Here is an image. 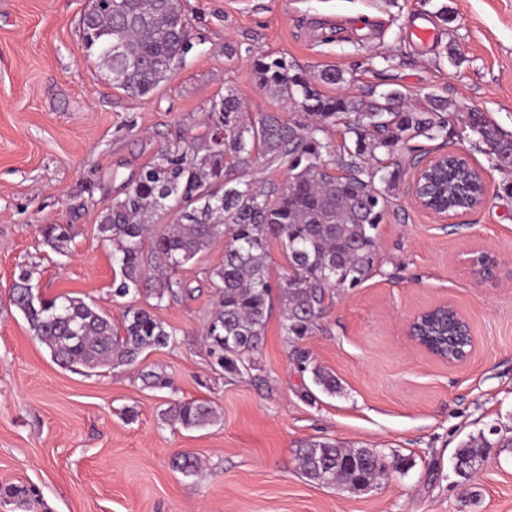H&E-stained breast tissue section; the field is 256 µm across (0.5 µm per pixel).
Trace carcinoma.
Returning <instances> with one entry per match:
<instances>
[{"label":"carcinoma","mask_w":512,"mask_h":512,"mask_svg":"<svg viewBox=\"0 0 512 512\" xmlns=\"http://www.w3.org/2000/svg\"><path fill=\"white\" fill-rule=\"evenodd\" d=\"M80 26L86 57L100 74L112 76V86L130 95L157 89L190 47V22L181 0H89ZM114 43L122 51L107 53ZM254 75L262 88L291 105L290 120L269 113L251 120L235 92L225 91L209 113L204 153L179 145L159 153L101 215L98 227L120 268L112 295L142 294L159 304L192 295L180 270L228 237L222 261L204 276L216 294L205 335L209 356L232 376L253 369L276 302L286 339L306 369L300 341L319 330L335 296L360 287L376 270L379 226L402 178L400 167L380 164L379 155L407 149L417 137L446 143L468 130L476 136L474 148L487 146L498 169L512 170V133L444 96L427 95L428 106L421 110L408 106L397 89L368 99L330 96L319 86L346 83L342 71L329 68L309 76L283 56H261ZM456 113L461 114L459 130L448 121ZM338 122L350 139L340 146L328 135V127ZM255 153L287 170L279 191L226 179L231 164L245 165ZM334 166L344 175L333 174ZM480 191L478 177L466 164L448 158V204L464 211ZM166 210L176 211L175 221L156 223L154 217ZM40 233L62 255L75 238L71 224H45ZM272 239L280 242L288 261L276 293L268 264ZM32 275L31 269L20 271L9 304L63 368L130 366L145 351L175 343L176 331L148 309L127 308L117 326L80 297L35 293ZM417 333L449 361L471 346L465 325L452 314L439 325L420 324ZM312 382L329 395L340 392L336 375L322 367L312 369ZM166 415L185 429L203 428L218 417L211 403L196 400L174 402ZM491 447L482 433L459 445L453 455L459 482L471 480ZM296 457L304 477L320 486L366 490L385 474L374 449L347 448L333 440L304 442ZM173 466L187 476L200 469L198 459L185 452L173 458Z\"/></svg>","instance_id":"carcinoma-1"}]
</instances>
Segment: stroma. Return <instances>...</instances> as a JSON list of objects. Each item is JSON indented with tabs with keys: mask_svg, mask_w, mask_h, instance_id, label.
Returning <instances> with one entry per match:
<instances>
[{
	"mask_svg": "<svg viewBox=\"0 0 512 512\" xmlns=\"http://www.w3.org/2000/svg\"><path fill=\"white\" fill-rule=\"evenodd\" d=\"M87 5L0 0V484L32 492L28 505L0 512H512V448L490 449L466 485L452 472L462 441L492 428L512 436V198L502 190L512 174L486 152L471 154L486 201L451 224L410 197L412 154L437 142L419 137L398 153L377 271L335 298L299 346L336 374L342 392L332 397L304 398L311 375L276 313L254 370L233 377L211 366L205 324L216 297L203 272L221 262L220 242L184 269L194 296L153 308L175 344L129 367L61 368L8 302L27 267L42 295L80 297L116 320L149 307L113 297L120 269L100 217L163 147L201 146L225 90L250 119L290 117L254 78L261 55L343 71L345 83L325 86L331 95L393 87L421 105L434 93L512 132V0H182L191 48L144 96L115 89L86 61ZM424 20L435 31L426 45L412 35ZM45 224L74 225L67 255L44 244ZM477 248L497 259L483 278L460 260ZM441 302L469 321L466 362L435 359L405 332L412 313ZM146 370L169 387L145 386ZM189 400L214 403L218 422L186 430L163 420L169 403ZM310 439L376 449L388 476L359 492L315 485L296 460ZM184 451L204 461L201 475L173 468Z\"/></svg>",
	"mask_w": 512,
	"mask_h": 512,
	"instance_id": "1",
	"label": "stroma"
}]
</instances>
